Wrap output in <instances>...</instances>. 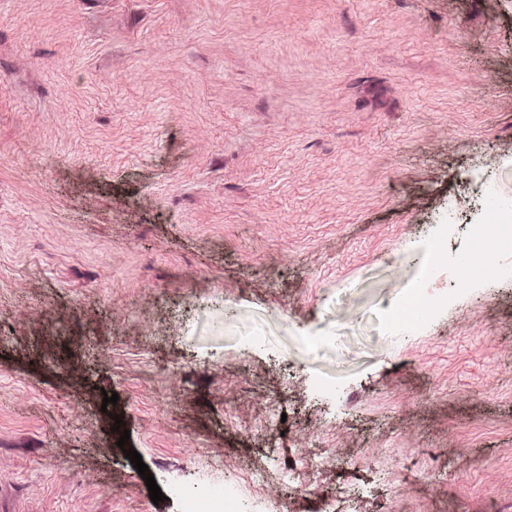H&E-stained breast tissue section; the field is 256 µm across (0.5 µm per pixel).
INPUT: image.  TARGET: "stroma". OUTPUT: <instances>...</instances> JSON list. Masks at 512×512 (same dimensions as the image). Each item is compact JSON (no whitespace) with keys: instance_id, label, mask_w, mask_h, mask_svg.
<instances>
[{"instance_id":"1","label":"stroma","mask_w":512,"mask_h":512,"mask_svg":"<svg viewBox=\"0 0 512 512\" xmlns=\"http://www.w3.org/2000/svg\"><path fill=\"white\" fill-rule=\"evenodd\" d=\"M503 216L512 0H0V512H512ZM478 226L480 232L475 238V244L483 251H493L500 236L505 234L512 236L511 224H481Z\"/></svg>"}]
</instances>
